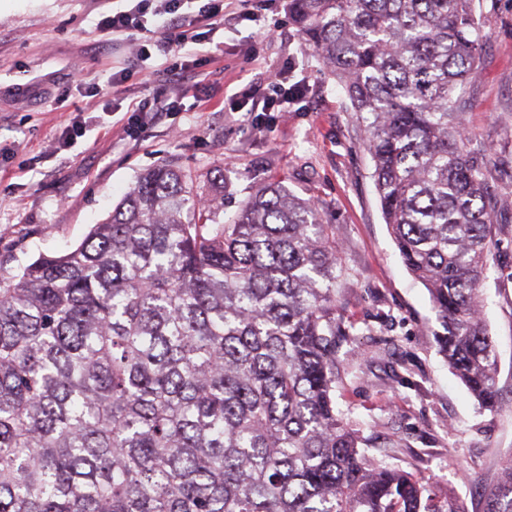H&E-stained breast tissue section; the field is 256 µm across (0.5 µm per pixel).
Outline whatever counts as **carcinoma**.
<instances>
[{"label":"carcinoma","mask_w":512,"mask_h":512,"mask_svg":"<svg viewBox=\"0 0 512 512\" xmlns=\"http://www.w3.org/2000/svg\"><path fill=\"white\" fill-rule=\"evenodd\" d=\"M473 2L288 7L363 124L439 353L493 410L479 286L496 199L463 120ZM223 212L165 161L75 249L0 275V512H463L362 453L336 410L342 262L319 203L274 181ZM485 512H512V462Z\"/></svg>","instance_id":"carcinoma-1"}]
</instances>
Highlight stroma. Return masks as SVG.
<instances>
[{
	"label": "stroma",
	"mask_w": 512,
	"mask_h": 512,
	"mask_svg": "<svg viewBox=\"0 0 512 512\" xmlns=\"http://www.w3.org/2000/svg\"><path fill=\"white\" fill-rule=\"evenodd\" d=\"M118 0H0V273L58 256L104 222L144 170L188 169L200 195L234 214L268 179L318 200L342 257L336 316V406L383 464L412 473L464 512L486 497L512 460V208L496 213V247L480 286L495 339L501 404H477L438 353L440 324L385 224L360 126L344 94L288 13V0L230 5L223 22L196 24L201 83L133 76L134 38L101 31ZM485 34L479 75L466 88L465 124L497 164L495 196L512 200V0H474ZM279 76L281 111L255 112L252 95ZM170 111L135 136L129 104ZM80 137L65 138L70 122Z\"/></svg>",
	"instance_id": "obj_1"
}]
</instances>
